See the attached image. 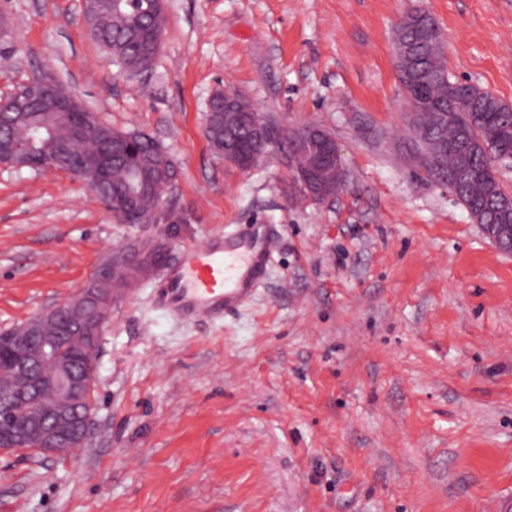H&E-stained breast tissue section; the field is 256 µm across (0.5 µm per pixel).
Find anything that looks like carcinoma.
Returning <instances> with one entry per match:
<instances>
[{
    "instance_id": "cac0c4a2",
    "label": "carcinoma",
    "mask_w": 512,
    "mask_h": 512,
    "mask_svg": "<svg viewBox=\"0 0 512 512\" xmlns=\"http://www.w3.org/2000/svg\"><path fill=\"white\" fill-rule=\"evenodd\" d=\"M165 12L163 0H115L113 8L97 19L91 31L93 39L112 61L126 71L136 72L153 58L152 36L163 32ZM441 30L435 19L409 15L400 22L394 34V48L399 80L405 94L420 104L421 111L435 112L427 122L410 124L412 137L407 156L427 180L445 181L458 202L466 210L480 211L479 224H511L512 209L503 207L508 191L489 168L482 149L474 151L464 145L466 138L482 140L500 151L512 149V107L477 85L456 87L445 65L439 38ZM79 116H61L35 108L28 112L0 115V148L41 156L54 141H66L73 155L83 158L93 154L107 132H117L128 143L123 156L112 165V197L122 194L133 182L139 195L135 210L146 216L157 207V186L172 159L148 134L119 131L100 120L83 134H75ZM239 137L249 163L258 162L269 146L254 140L234 113L223 106L207 117L205 135L214 152L224 156V138ZM461 169H469L476 177L468 182L455 179ZM62 344L74 361H79L85 341L80 334L63 337Z\"/></svg>"
}]
</instances>
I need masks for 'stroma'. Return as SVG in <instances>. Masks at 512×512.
<instances>
[{"instance_id":"1","label":"stroma","mask_w":512,"mask_h":512,"mask_svg":"<svg viewBox=\"0 0 512 512\" xmlns=\"http://www.w3.org/2000/svg\"><path fill=\"white\" fill-rule=\"evenodd\" d=\"M442 29L448 70L512 106V0H164L130 76L84 0H0V88L47 71L179 179L127 224L69 175L0 170V333L70 297L111 253L262 230L267 278L217 321L158 307L157 271L112 309L83 448L0 451V512H512V255L404 157L394 31ZM242 93L274 132L315 124L346 182L304 197L285 142L243 171L205 137Z\"/></svg>"}]
</instances>
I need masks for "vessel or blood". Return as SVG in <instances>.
<instances>
[{
  "mask_svg": "<svg viewBox=\"0 0 512 512\" xmlns=\"http://www.w3.org/2000/svg\"><path fill=\"white\" fill-rule=\"evenodd\" d=\"M270 260L259 239L222 235L187 249L158 288L164 307L176 318L211 319L237 310L253 295Z\"/></svg>",
  "mask_w": 512,
  "mask_h": 512,
  "instance_id": "vessel-or-blood-1",
  "label": "vessel or blood"
}]
</instances>
